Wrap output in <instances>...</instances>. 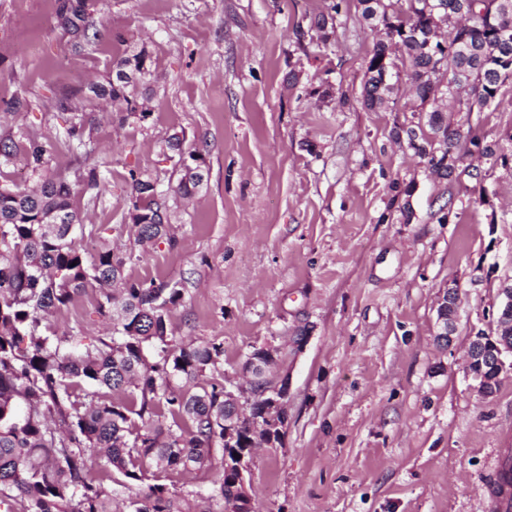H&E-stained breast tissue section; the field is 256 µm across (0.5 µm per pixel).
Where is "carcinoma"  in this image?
Here are the masks:
<instances>
[{"instance_id": "1", "label": "carcinoma", "mask_w": 512, "mask_h": 512, "mask_svg": "<svg viewBox=\"0 0 512 512\" xmlns=\"http://www.w3.org/2000/svg\"><path fill=\"white\" fill-rule=\"evenodd\" d=\"M369 26L382 25L367 63L362 104L382 108L393 93L396 59L410 62L413 85L427 111L428 132L451 131L444 151L435 156L425 141L420 154L435 167L447 161L443 176L455 173L460 161L459 129L445 122L433 91L439 74L432 65L427 35L435 25L428 0H410L409 10L393 0H357ZM448 87L478 94L455 99L458 111L482 110L512 80V44L500 45L495 29L465 31L448 20ZM494 57L498 69L474 64L471 50ZM146 48L115 64V74L88 85V100L123 101L134 111L128 87L151 75ZM85 115L74 116L65 129L68 144L86 145ZM48 145L31 139L22 150L3 143L0 157L16 155L37 173L28 189L0 186V512H112V492L92 477L117 473L129 489L149 477L177 470L184 473L211 465L213 449L224 448L214 484L224 499V512L245 508L251 497L239 479L248 466L251 426L265 422L257 382L248 402L252 421H242V445L224 447V348L215 342L179 344L171 336L170 308L185 297L179 282L155 285L128 282L123 269L128 257L109 244L87 257L76 242L83 227L74 186L100 187L97 168L78 170L69 180L49 168ZM173 192L192 198L206 174L180 169ZM129 218L138 228V242L176 239L166 201L151 177L131 174ZM56 215L66 224H52ZM95 282L100 286L99 315L110 320V332L91 342L64 334H45L44 319L66 307ZM471 371L491 391L499 386L498 371L477 360ZM181 383L179 388L172 381ZM112 398H105V392ZM129 512H198L190 499L161 483L129 499Z\"/></svg>"}]
</instances>
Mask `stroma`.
<instances>
[{
	"label": "stroma",
	"mask_w": 512,
	"mask_h": 512,
	"mask_svg": "<svg viewBox=\"0 0 512 512\" xmlns=\"http://www.w3.org/2000/svg\"><path fill=\"white\" fill-rule=\"evenodd\" d=\"M70 2L0 0V141L47 142L66 175L98 168L102 193L76 199L89 229L80 241L131 254L128 281L183 284L169 312L177 342L222 344L230 376L254 349H281L288 424L281 445L253 456L255 512H487L512 449V371L485 399L463 364L512 279V164L469 154L453 178L436 174L407 136L424 119L409 67L392 104L363 106L379 32L356 6L333 16L325 42L311 22L332 16V0H87L97 38L78 48L59 22ZM142 45L152 76L130 92L137 111L87 102L92 150L70 149L62 103ZM500 99L446 118L510 152L511 82ZM175 133L208 180L191 199L168 197L175 242L144 249L128 218L131 176L166 192ZM450 284L462 308L444 349L436 310ZM99 295L58 310L49 333L105 334ZM303 326L310 338L296 352ZM222 455L159 481L200 512H224L213 484Z\"/></svg>",
	"instance_id": "1"
}]
</instances>
